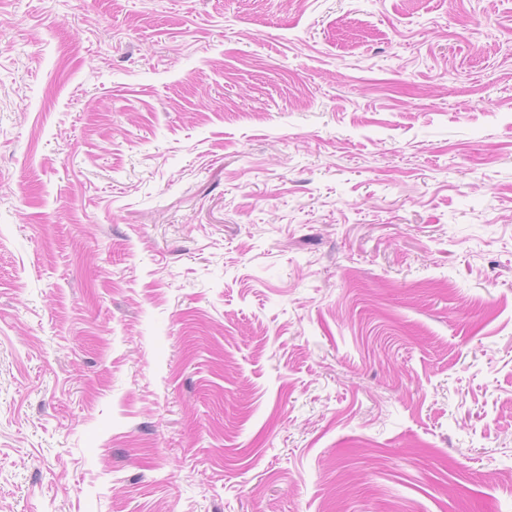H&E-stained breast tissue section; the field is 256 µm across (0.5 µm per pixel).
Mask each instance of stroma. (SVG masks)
<instances>
[{
	"instance_id": "1",
	"label": "stroma",
	"mask_w": 512,
	"mask_h": 512,
	"mask_svg": "<svg viewBox=\"0 0 512 512\" xmlns=\"http://www.w3.org/2000/svg\"><path fill=\"white\" fill-rule=\"evenodd\" d=\"M0 512H512V0H0Z\"/></svg>"
}]
</instances>
